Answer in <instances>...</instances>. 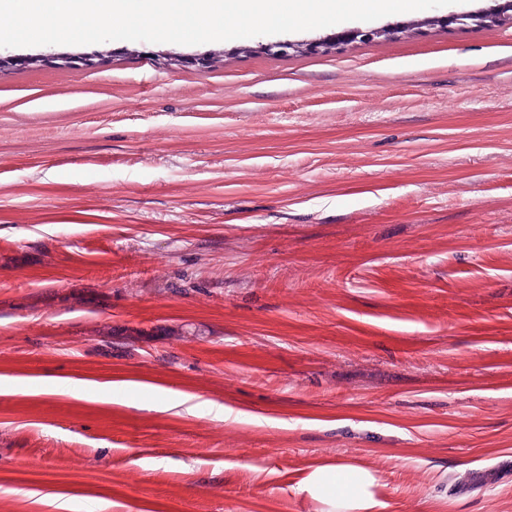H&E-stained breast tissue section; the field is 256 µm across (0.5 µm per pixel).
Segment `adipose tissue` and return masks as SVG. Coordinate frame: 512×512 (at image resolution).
I'll return each mask as SVG.
<instances>
[{"label":"adipose tissue","mask_w":512,"mask_h":512,"mask_svg":"<svg viewBox=\"0 0 512 512\" xmlns=\"http://www.w3.org/2000/svg\"><path fill=\"white\" fill-rule=\"evenodd\" d=\"M372 472L352 463L319 462L299 483L300 492L318 503V512H378Z\"/></svg>","instance_id":"ef3b65f1"}]
</instances>
